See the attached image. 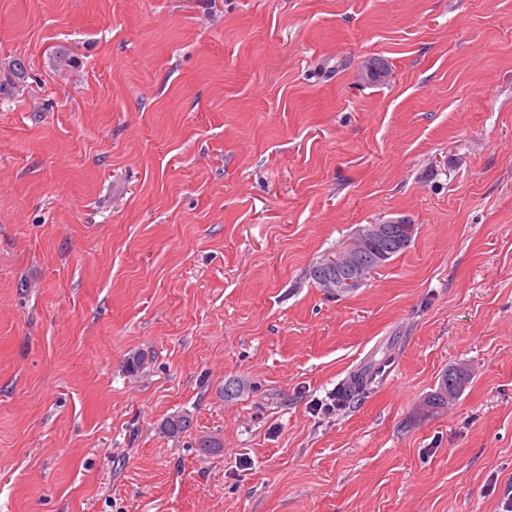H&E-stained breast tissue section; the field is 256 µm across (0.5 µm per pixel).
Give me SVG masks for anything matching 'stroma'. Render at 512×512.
<instances>
[{"instance_id":"stroma-1","label":"stroma","mask_w":512,"mask_h":512,"mask_svg":"<svg viewBox=\"0 0 512 512\" xmlns=\"http://www.w3.org/2000/svg\"><path fill=\"white\" fill-rule=\"evenodd\" d=\"M511 504L512 0H0V512ZM394 224H384L386 232L384 236L376 243L375 249L383 252L382 258H376L374 253L368 249H362L358 255V261L361 265L373 266L377 269L383 267L387 262L391 261L393 257L403 253L411 244L413 237L410 241L406 242L404 233L401 231L400 224H410L404 219L393 221ZM350 269L348 276L345 278H336V283H327L328 288H336V290L343 291L349 288H357L362 285L367 278L371 275L373 271H370L367 268L359 267L354 265V262L349 263L347 266ZM357 289H353L350 291L342 292L337 296L351 294ZM469 371L467 368L458 369V365L448 367L440 377L437 388L430 394L427 400V407L431 409L443 408L448 405V399L454 398V393H448L451 382H459L463 388L468 383ZM461 388V390H462ZM193 424L191 415L187 412L172 413L160 423V433L168 437H177L187 432Z\"/></svg>"}]
</instances>
